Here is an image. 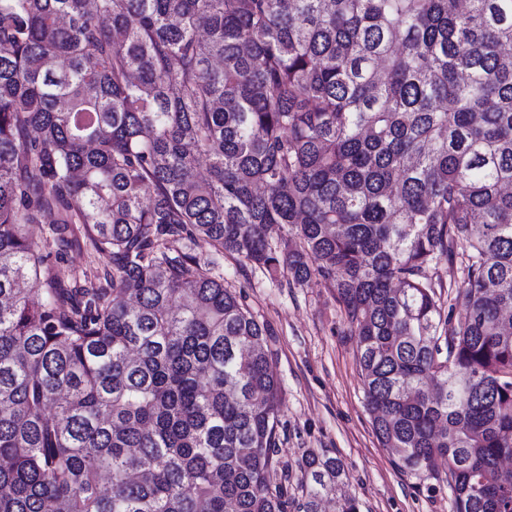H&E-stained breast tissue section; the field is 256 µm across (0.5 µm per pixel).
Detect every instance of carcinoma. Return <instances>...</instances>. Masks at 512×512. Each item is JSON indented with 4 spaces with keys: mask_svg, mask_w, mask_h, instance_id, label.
I'll list each match as a JSON object with an SVG mask.
<instances>
[{
    "mask_svg": "<svg viewBox=\"0 0 512 512\" xmlns=\"http://www.w3.org/2000/svg\"><path fill=\"white\" fill-rule=\"evenodd\" d=\"M509 186L512 0H0V512H322L226 255L334 289L378 442L512 512ZM52 263L58 276L64 280L72 278H82L83 273L88 276H103L104 272L112 269V264L105 257L90 256L85 250L82 252L71 251L61 258L55 259L52 256ZM463 268V259L461 255H458L453 262H443L436 270L435 277L439 278L445 286L442 289L445 310L448 309L449 304L455 305L457 310L461 309V299H458L457 287L463 278Z\"/></svg>",
    "mask_w": 512,
    "mask_h": 512,
    "instance_id": "obj_1",
    "label": "carcinoma"
}]
</instances>
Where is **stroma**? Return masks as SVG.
I'll list each match as a JSON object with an SVG mask.
<instances>
[{"mask_svg": "<svg viewBox=\"0 0 512 512\" xmlns=\"http://www.w3.org/2000/svg\"><path fill=\"white\" fill-rule=\"evenodd\" d=\"M224 283L240 294L267 337L271 367L282 389L275 485L301 497L299 461L306 449L338 457L348 473L346 494L360 512H453L444 477H416L400 468L391 449L375 437L364 406L363 385L342 306L324 285L270 280L242 272L232 257L221 261Z\"/></svg>", "mask_w": 512, "mask_h": 512, "instance_id": "obj_1", "label": "stroma"}]
</instances>
